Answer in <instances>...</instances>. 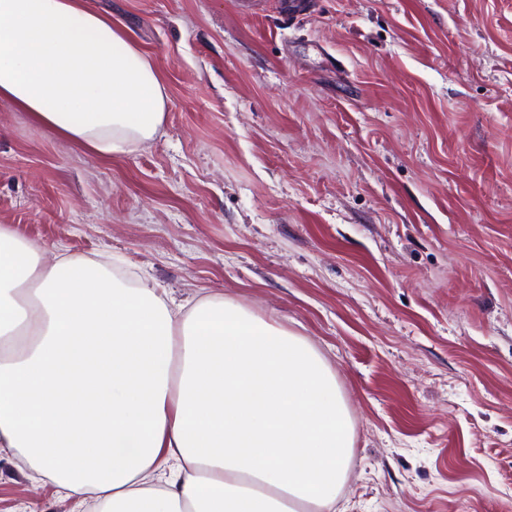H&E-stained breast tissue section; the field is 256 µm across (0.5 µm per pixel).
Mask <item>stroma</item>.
Returning <instances> with one entry per match:
<instances>
[{"label": "stroma", "instance_id": "1", "mask_svg": "<svg viewBox=\"0 0 512 512\" xmlns=\"http://www.w3.org/2000/svg\"><path fill=\"white\" fill-rule=\"evenodd\" d=\"M162 75L105 163L0 101V225L241 303L335 373L342 512H512V0H90ZM77 512L0 457V512Z\"/></svg>", "mask_w": 512, "mask_h": 512}]
</instances>
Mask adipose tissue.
I'll return each mask as SVG.
<instances>
[{
	"label": "adipose tissue",
	"instance_id": "adipose-tissue-1",
	"mask_svg": "<svg viewBox=\"0 0 512 512\" xmlns=\"http://www.w3.org/2000/svg\"><path fill=\"white\" fill-rule=\"evenodd\" d=\"M0 99L99 159L158 133L165 82L89 0H0ZM91 512H336L354 426L299 334L209 297L174 309L0 225V453Z\"/></svg>",
	"mask_w": 512,
	"mask_h": 512
}]
</instances>
